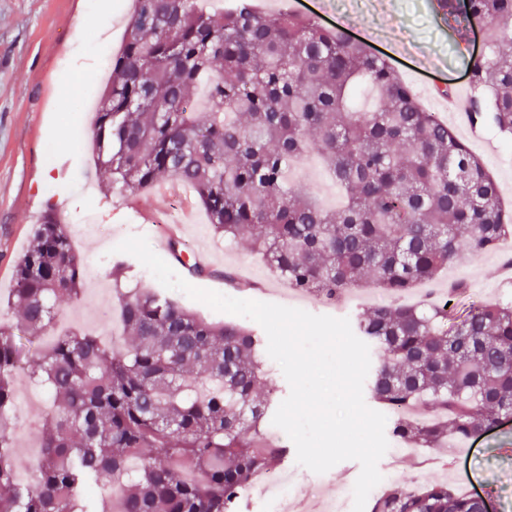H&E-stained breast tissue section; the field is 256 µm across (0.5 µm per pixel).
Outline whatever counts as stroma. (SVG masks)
Masks as SVG:
<instances>
[{
    "mask_svg": "<svg viewBox=\"0 0 512 512\" xmlns=\"http://www.w3.org/2000/svg\"><path fill=\"white\" fill-rule=\"evenodd\" d=\"M389 4L384 11L377 0H257L264 11L317 16L323 25L341 28L391 58L422 106L436 111L468 141L495 178L504 207L512 208V140L488 123L482 124L479 136H471L455 118L454 99L469 89L466 68L479 49V35L451 30L437 0ZM101 5V0H0V299L11 292L15 266L33 225L52 206L77 239L84 264L97 271L96 279L87 280L81 299L59 309L58 320L68 326L120 334L111 249L128 236L141 235L164 258L166 233L177 227L183 230L182 249L212 258L208 276L191 278L195 287L351 320L383 301L384 293L374 287L348 291L335 305L289 288L270 275L246 241L218 238L191 191L174 181H163L137 196L113 191L95 171L83 145L91 137V114L108 76L102 60L118 52L133 2L112 0V14L106 18L99 15ZM79 47L93 75L72 84L68 74ZM288 180L325 206L340 202L316 156L290 167ZM501 258L498 251L466 258L442 271L435 282L410 289L402 300L437 301L456 280L469 283L474 301L512 298V282L498 274ZM16 391L15 444L37 447L38 431L50 416L49 404L24 370L17 373ZM360 470L357 461L346 460L317 474L299 465L295 450L289 449L275 471L289 475L293 491L271 503L258 485H251L240 495L236 512H352ZM378 470L389 484L472 486L496 497L499 487L512 486V421L481 435L471 446L463 442L452 448H412L390 440Z\"/></svg>",
    "mask_w": 512,
    "mask_h": 512,
    "instance_id": "35a3bbf8",
    "label": "stroma"
}]
</instances>
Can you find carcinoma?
I'll return each mask as SVG.
<instances>
[{
    "label": "carcinoma",
    "instance_id": "obj_1",
    "mask_svg": "<svg viewBox=\"0 0 512 512\" xmlns=\"http://www.w3.org/2000/svg\"><path fill=\"white\" fill-rule=\"evenodd\" d=\"M112 57L89 148L112 188L135 195L163 179L188 186L213 231L243 239L288 287L334 304L371 284L402 295L466 254L512 235L482 159L421 107L388 58L343 31L235 0H134ZM449 27L485 29L468 70L473 117L512 135V0H439ZM207 87L198 112L195 91ZM366 90L369 111L356 98ZM322 159L342 205L291 189L285 174ZM0 323V512H233L237 495L285 456L265 423L263 343L140 285L123 288L112 260L123 335L117 348L74 327L47 346L60 303L86 272L52 208L32 229ZM172 260L195 277L206 270ZM468 285L427 307L391 300L357 322L378 354L371 398L395 415L392 434L418 448L453 447L512 417V300L458 311ZM28 378L51 402L33 482L17 479L11 421L26 347ZM147 451L154 453L144 460ZM445 483L387 488L370 512H483Z\"/></svg>",
    "mask_w": 512,
    "mask_h": 512
}]
</instances>
